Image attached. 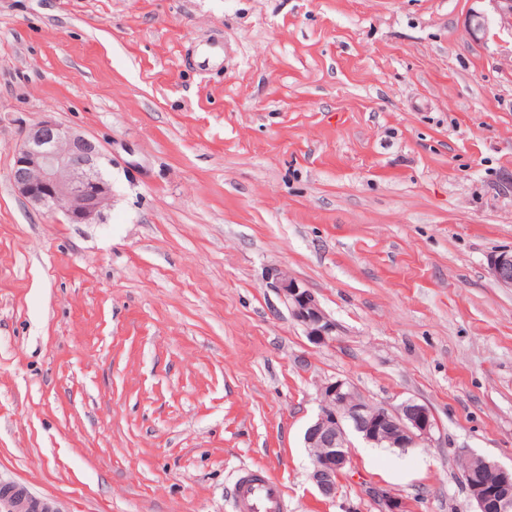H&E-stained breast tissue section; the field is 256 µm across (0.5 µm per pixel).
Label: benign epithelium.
<instances>
[{
  "label": "benign epithelium",
  "mask_w": 512,
  "mask_h": 512,
  "mask_svg": "<svg viewBox=\"0 0 512 512\" xmlns=\"http://www.w3.org/2000/svg\"><path fill=\"white\" fill-rule=\"evenodd\" d=\"M485 1L501 22L512 25V0H477ZM489 22L485 11L472 10L467 23L469 34L479 38ZM102 158L96 141L45 119L26 132L14 155L10 181L30 204L51 214L60 212L70 224H94L112 202V184L101 170ZM489 269L501 286L512 288V249L492 255ZM269 278L311 343L326 345L334 340L336 323L310 289L285 269H272ZM318 394L320 409L305 430L304 442L311 456L310 478L326 499L336 497V480L350 463V436L356 435L376 447L386 445L404 451L432 442L438 428L429 407L413 398L391 409L380 408L341 379L322 384ZM469 461L463 480L476 503V512H512V467L478 455L469 456ZM487 471L496 475L493 486L484 480ZM372 496L380 512H404L402 500L386 489L376 487Z\"/></svg>",
  "instance_id": "obj_1"
}]
</instances>
